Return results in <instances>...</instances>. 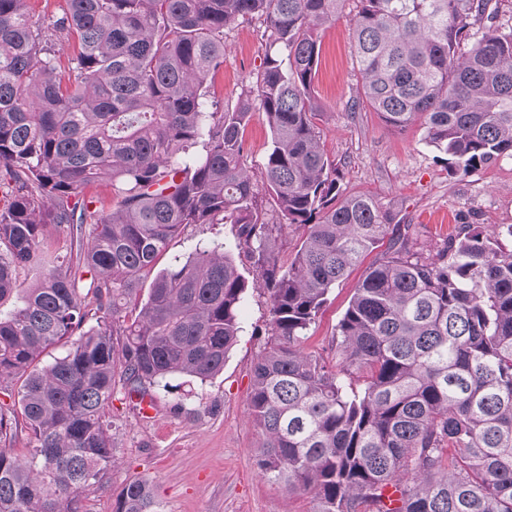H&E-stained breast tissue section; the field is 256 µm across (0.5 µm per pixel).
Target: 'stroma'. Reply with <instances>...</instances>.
Here are the masks:
<instances>
[{
  "label": "stroma",
  "instance_id": "1",
  "mask_svg": "<svg viewBox=\"0 0 512 512\" xmlns=\"http://www.w3.org/2000/svg\"><path fill=\"white\" fill-rule=\"evenodd\" d=\"M353 8L352 0H345L342 17L320 29L322 52L314 83L323 108L319 126L325 150L336 164L341 187L368 193L394 210L416 248L430 255L464 225H512L511 157L458 174L450 171L445 154L426 143L420 125L396 130L378 113L351 110L358 83L348 19ZM226 43L224 65L209 86L213 98L232 104L258 68L264 49L254 22L234 27ZM244 140L243 166L253 181H260L270 148L264 113H252ZM231 239L227 224L188 227L158 265L167 267L171 256L189 254L197 243ZM362 274L355 269L332 289L307 331L305 351L335 361L337 325ZM240 321L243 331L223 371L202 385L154 391L152 417H143L122 395H115L111 412L122 422L115 434L117 462L86 492V512H113L123 486L134 478L153 485L160 512H312L308 495L279 488L258 471L261 431L247 403L251 367L267 340L266 295L248 292Z\"/></svg>",
  "mask_w": 512,
  "mask_h": 512
}]
</instances>
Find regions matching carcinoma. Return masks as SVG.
<instances>
[{
    "mask_svg": "<svg viewBox=\"0 0 512 512\" xmlns=\"http://www.w3.org/2000/svg\"><path fill=\"white\" fill-rule=\"evenodd\" d=\"M343 2L66 0L43 27L27 0H0V303L19 296L0 310V381L20 396V415L0 411V443L20 425L32 441L26 460L0 447V512H82L115 463L117 387L140 396L223 371L250 289L270 316L248 400L262 477L315 512H512V225H468L426 256L392 211L342 190L313 89L318 30ZM489 2L358 0L351 109L420 122L456 173L512 157V24ZM253 20L262 62L221 105L208 79L227 32ZM70 39L60 76L56 42ZM255 110L271 137L261 189L242 166ZM102 181L110 213L86 192ZM201 224L232 226L252 280L222 242L155 271ZM285 224L302 230L286 261ZM64 229L69 253L44 251ZM384 241L338 323L340 359L305 352L330 291ZM32 262L46 272L25 287ZM115 512H158L150 486L126 483Z\"/></svg>",
    "mask_w": 512,
    "mask_h": 512,
    "instance_id": "obj_1",
    "label": "carcinoma"
}]
</instances>
